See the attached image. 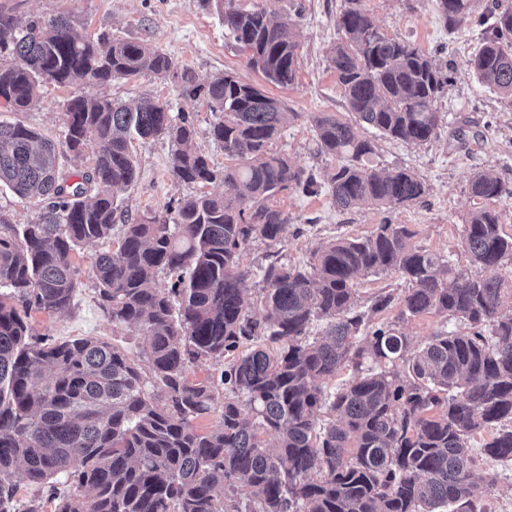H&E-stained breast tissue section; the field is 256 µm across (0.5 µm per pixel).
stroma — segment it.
<instances>
[{
  "mask_svg": "<svg viewBox=\"0 0 512 512\" xmlns=\"http://www.w3.org/2000/svg\"><path fill=\"white\" fill-rule=\"evenodd\" d=\"M17 5L21 15L52 17L72 11L78 31L86 36L109 33L112 37L151 42L170 55L178 69H190L203 83L220 71L235 73L243 81L264 87L273 97L285 100L297 117L273 144L274 150L288 155L293 163L316 175L339 166L336 156L317 153L312 117L319 112H345L343 90L331 69L328 49L338 38L336 19L344 0H237L247 9L264 8L293 22L300 44L296 81L282 88L266 83L247 63V57L228 39L215 5L199 0H7ZM362 5L382 32L406 40L437 61L455 60L448 91L436 104L442 127L436 139L423 145L377 137L374 130L358 127L359 136L373 139L375 152L369 166L379 169L406 167L427 184L429 192L421 203L392 212L355 208L338 210L327 190L307 196L294 191L281 195L287 211L288 228L279 243L253 240L243 252V264L251 270V291L255 298L257 273L261 267L281 259L306 263L319 245L336 237H363L377 224L391 220L409 225L416 232L414 243L449 257L456 269L469 270L462 247L464 224L480 200L469 193V181L477 170L491 172L512 188V105L493 90L480 87L465 62L479 48L482 27L466 21L455 29L445 27L434 7V0H362ZM167 101L172 112L192 117L197 134L194 151L207 155L216 165H224V151L215 143L209 127L212 120L204 98L185 96L170 79L115 81L107 85H44L41 99L32 110L21 114V121L56 143H63L65 106L82 95L108 96L129 102L145 95ZM138 177L119 192L118 200L131 216L167 214L168 206L197 193L198 188L173 180L170 174L171 147L162 139L138 140L133 144ZM93 247L72 254L81 286L72 308L49 315L32 313L30 322L40 335L57 339L96 336L140 352L143 338L138 329L113 325L97 301L90 274ZM484 497L492 512H512V461L489 462L478 459Z\"/></svg>",
  "mask_w": 512,
  "mask_h": 512,
  "instance_id": "obj_1",
  "label": "stroma"
}]
</instances>
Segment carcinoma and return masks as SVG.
I'll list each match as a JSON object with an SVG mask.
<instances>
[{
    "mask_svg": "<svg viewBox=\"0 0 512 512\" xmlns=\"http://www.w3.org/2000/svg\"><path fill=\"white\" fill-rule=\"evenodd\" d=\"M216 2L224 34L251 68L279 87L294 84L292 23ZM435 5L447 26L478 15L485 37L467 65L512 104V8L497 0L481 13L477 0ZM74 24L70 13L46 19L0 9V59L10 58L0 64V105L29 110L47 75L59 86L170 76L205 98L209 134L234 165L189 149L193 122L150 95L133 106L105 97L67 102L66 147L92 153L73 184L51 140L0 121V185L47 201L37 222L0 225V512H39L38 501L16 497L17 474L47 489L54 512H491L477 495L482 477L468 441L493 428L485 456L512 460V269L497 273L512 266V234L494 208L512 189L480 171L471 177L483 205L469 215L462 244L475 271L455 270L412 245L408 225L387 221L368 237L327 242L303 265L263 268L257 320L245 305V246L280 240L288 226L281 193L321 188L312 172L271 150L297 113L232 72L197 85L150 43L85 39ZM336 26L329 60L351 118L312 116L320 150L348 159L327 175L333 201L344 210L416 204L424 181L410 169L367 166L374 146L355 125L430 141L448 76L428 54L380 31L361 0H347ZM156 137L171 144L174 180L221 182L231 192L181 201L170 223L129 219L114 192L136 179L132 142ZM110 239L116 249L95 254L91 278L112 324L142 332L140 354L94 337L35 335L30 312L72 305V252ZM378 272L399 274L409 288L380 293L362 310L356 278ZM396 304L401 320L435 312L466 328L414 349L376 321ZM318 321L325 327L315 336ZM211 359L224 362L217 381L188 378L191 364ZM367 360L377 368L364 367ZM345 365L353 379L326 388ZM216 411L220 427L197 431L193 421ZM263 433L274 435V448Z\"/></svg>",
    "mask_w": 512,
    "mask_h": 512,
    "instance_id": "obj_1",
    "label": "carcinoma"
}]
</instances>
